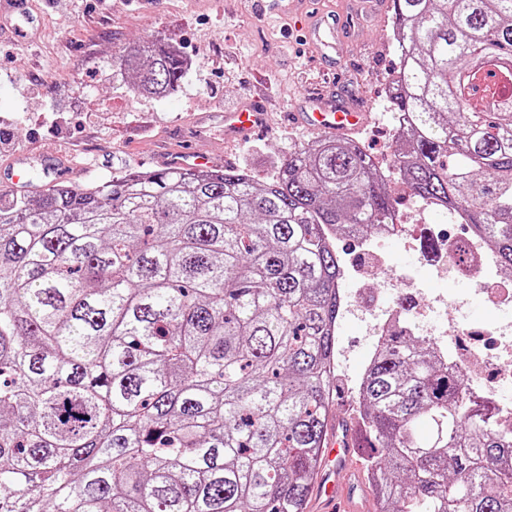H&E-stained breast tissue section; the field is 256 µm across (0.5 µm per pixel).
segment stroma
<instances>
[{"mask_svg": "<svg viewBox=\"0 0 512 512\" xmlns=\"http://www.w3.org/2000/svg\"><path fill=\"white\" fill-rule=\"evenodd\" d=\"M40 26L31 41L0 42V167L19 155L56 157L60 180L84 186L139 171L185 147L216 167L267 176L316 133L284 114L320 78L323 65L290 16L244 18L242 0H32ZM347 27L336 95L367 104L371 121L356 138L382 166L393 154L386 79L399 68L392 20L362 17L357 0H314ZM179 46L191 58L166 97L135 92L120 54L144 39ZM268 95L269 130L238 144L224 139L221 113Z\"/></svg>", "mask_w": 512, "mask_h": 512, "instance_id": "1", "label": "stroma"}]
</instances>
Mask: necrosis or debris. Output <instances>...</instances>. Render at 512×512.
Returning <instances> with one entry per match:
<instances>
[{"instance_id": "1", "label": "necrosis or debris", "mask_w": 512, "mask_h": 512, "mask_svg": "<svg viewBox=\"0 0 512 512\" xmlns=\"http://www.w3.org/2000/svg\"><path fill=\"white\" fill-rule=\"evenodd\" d=\"M413 239L411 224L399 217L369 233L365 243L371 270L386 272L382 287L388 301L366 310L356 292L347 287L352 270H344L336 289L342 303L340 323H357L374 350L399 329L426 337L471 392L489 400L505 421L512 422V282L492 275L493 251L471 228L462 238L438 240L432 284L420 303L403 310L405 294L399 276L391 272L392 257L385 246L401 242L409 247ZM462 251L471 254V263L463 268L452 265L454 254ZM452 280L457 283L453 289L448 286ZM476 292L485 296L494 313L493 322L482 329L474 327L468 316L469 298Z\"/></svg>"}]
</instances>
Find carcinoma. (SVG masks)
I'll return each instance as SVG.
<instances>
[{
	"mask_svg": "<svg viewBox=\"0 0 512 512\" xmlns=\"http://www.w3.org/2000/svg\"><path fill=\"white\" fill-rule=\"evenodd\" d=\"M410 196L462 210L512 274V0H394ZM132 88L178 54L120 56ZM393 199L358 142L246 169L0 193V512H305L336 348V251ZM373 512H512V432L418 337L359 394ZM428 425L431 434L421 432Z\"/></svg>",
	"mask_w": 512,
	"mask_h": 512,
	"instance_id": "1",
	"label": "carcinoma"
}]
</instances>
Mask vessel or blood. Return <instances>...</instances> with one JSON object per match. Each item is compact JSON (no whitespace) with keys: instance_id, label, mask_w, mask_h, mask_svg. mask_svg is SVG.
<instances>
[{"instance_id":"obj_1","label":"vessel or blood","mask_w":512,"mask_h":512,"mask_svg":"<svg viewBox=\"0 0 512 512\" xmlns=\"http://www.w3.org/2000/svg\"><path fill=\"white\" fill-rule=\"evenodd\" d=\"M28 2L0 0V36H30L35 20L27 8ZM307 38L321 55H329L337 51L344 39L342 24L334 15L316 14L307 29ZM290 118L307 129L339 135L364 127L370 114L362 104L340 102L328 86L322 85L305 97ZM268 124V106L255 97L225 112L224 138L242 142L262 132ZM160 164L167 168L204 169L210 167L211 160L190 151H177L164 156ZM361 444L357 421L337 420L324 441L323 474L315 492L322 512H368L371 503L364 473L347 466L349 458L359 453Z\"/></svg>"}]
</instances>
